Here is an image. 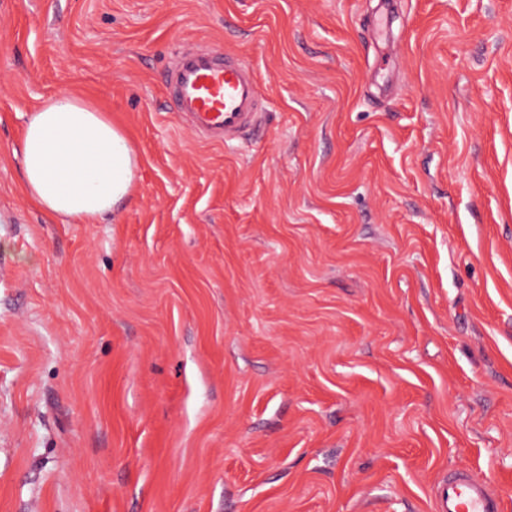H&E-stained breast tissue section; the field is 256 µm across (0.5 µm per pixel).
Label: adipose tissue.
Returning <instances> with one entry per match:
<instances>
[{
  "label": "adipose tissue",
  "instance_id": "ef3b65f1",
  "mask_svg": "<svg viewBox=\"0 0 512 512\" xmlns=\"http://www.w3.org/2000/svg\"><path fill=\"white\" fill-rule=\"evenodd\" d=\"M20 155L27 196L66 223L115 218L138 168L128 136L111 117L68 92L50 96L29 114Z\"/></svg>",
  "mask_w": 512,
  "mask_h": 512
}]
</instances>
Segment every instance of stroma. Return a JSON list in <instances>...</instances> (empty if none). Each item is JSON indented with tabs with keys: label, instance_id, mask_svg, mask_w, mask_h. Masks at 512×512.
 <instances>
[{
	"label": "stroma",
	"instance_id": "stroma-1",
	"mask_svg": "<svg viewBox=\"0 0 512 512\" xmlns=\"http://www.w3.org/2000/svg\"><path fill=\"white\" fill-rule=\"evenodd\" d=\"M249 63L256 136L166 108L174 42ZM85 96L116 220L23 191ZM512 512V0H0V512ZM20 155L25 193L64 223L113 220L138 168L130 139L112 118L68 92L29 114ZM437 511L499 512L500 501L486 482L462 473L442 488Z\"/></svg>",
	"mask_w": 512,
	"mask_h": 512
}]
</instances>
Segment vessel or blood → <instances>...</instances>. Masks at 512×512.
<instances>
[{
	"label": "vessel or blood",
	"instance_id": "obj_1",
	"mask_svg": "<svg viewBox=\"0 0 512 512\" xmlns=\"http://www.w3.org/2000/svg\"><path fill=\"white\" fill-rule=\"evenodd\" d=\"M169 107L213 142H230L254 132L264 99L251 70L209 45L175 50L166 73ZM438 512H500L491 487L459 474L442 488Z\"/></svg>",
	"mask_w": 512,
	"mask_h": 512
}]
</instances>
